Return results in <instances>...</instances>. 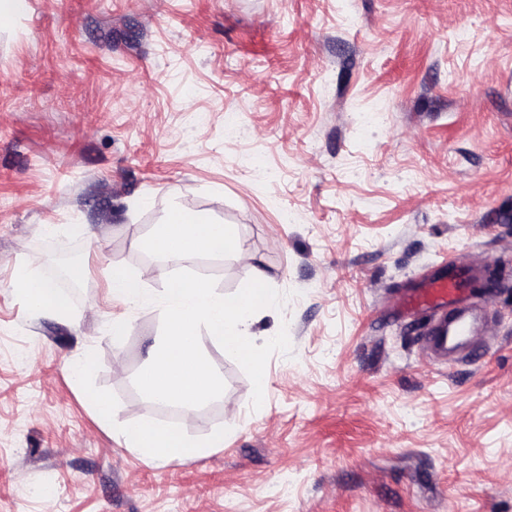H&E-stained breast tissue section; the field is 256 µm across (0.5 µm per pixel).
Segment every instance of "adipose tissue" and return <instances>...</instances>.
I'll list each match as a JSON object with an SVG mask.
<instances>
[{
	"label": "adipose tissue",
	"mask_w": 512,
	"mask_h": 512,
	"mask_svg": "<svg viewBox=\"0 0 512 512\" xmlns=\"http://www.w3.org/2000/svg\"><path fill=\"white\" fill-rule=\"evenodd\" d=\"M15 286L19 293L26 297L33 310L66 314L65 302L48 281L23 275L16 279ZM120 435L127 447L159 459L178 458L188 461L200 456L203 447L218 448L224 444L223 431H214L208 443L202 444L185 430L164 428L150 419L143 420L135 426H122Z\"/></svg>",
	"instance_id": "adipose-tissue-1"
}]
</instances>
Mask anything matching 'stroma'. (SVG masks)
<instances>
[{
  "mask_svg": "<svg viewBox=\"0 0 512 512\" xmlns=\"http://www.w3.org/2000/svg\"><path fill=\"white\" fill-rule=\"evenodd\" d=\"M172 204L240 244L182 269L287 295L252 321L292 343L259 410L205 335L219 399L133 384L161 310L109 283L163 291L141 242ZM56 245L63 316L12 285ZM448 259L490 271L468 288L496 336L465 364L397 308ZM147 417L227 435L153 462L118 434ZM0 512H512V0H29L0 29Z\"/></svg>",
  "mask_w": 512,
  "mask_h": 512,
  "instance_id": "35a3bbf8",
  "label": "stroma"
}]
</instances>
